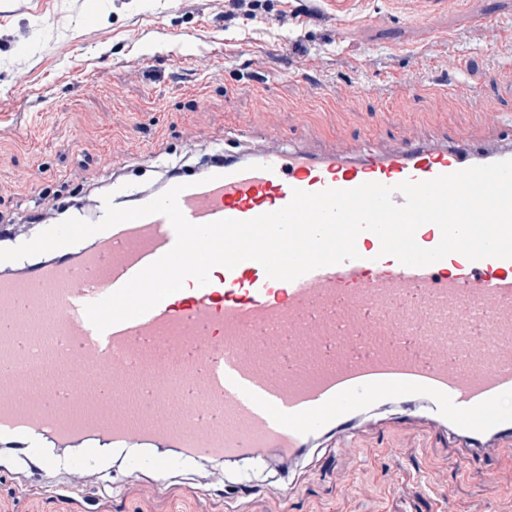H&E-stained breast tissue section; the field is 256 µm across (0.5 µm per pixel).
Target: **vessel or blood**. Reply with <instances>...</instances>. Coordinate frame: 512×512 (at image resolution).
Instances as JSON below:
<instances>
[{
    "instance_id": "b4317fda",
    "label": "vessel or blood",
    "mask_w": 512,
    "mask_h": 512,
    "mask_svg": "<svg viewBox=\"0 0 512 512\" xmlns=\"http://www.w3.org/2000/svg\"><path fill=\"white\" fill-rule=\"evenodd\" d=\"M504 122L490 140L456 132L398 140L371 152L341 143L283 148L255 127L238 154L207 168L209 183L179 197L192 223L249 220L288 205L294 190L424 181L512 159ZM113 202L129 194L113 179ZM176 241L149 215L69 247L0 262V446L133 451L158 479L174 448L186 458H296L315 441L354 432L378 407H423L434 435L471 451L485 470L512 465V259L452 254L425 267L380 256L362 232L359 259L295 280L253 260L214 267L142 316L98 331L85 305L126 284ZM52 339L35 340L41 315Z\"/></svg>"
}]
</instances>
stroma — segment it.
<instances>
[{
  "mask_svg": "<svg viewBox=\"0 0 512 512\" xmlns=\"http://www.w3.org/2000/svg\"><path fill=\"white\" fill-rule=\"evenodd\" d=\"M87 1L0 0V225L61 207L93 220L114 167L139 192L234 152L259 124L284 144L441 138L482 128L475 87L512 121V0H91L99 21L85 28ZM390 75L407 85L393 101L372 90ZM352 80L369 91L349 105L336 94ZM382 415L386 428L356 431L354 453L329 439L285 465L180 463L164 448L177 466L162 484L118 453L79 466L61 448L37 476L39 450H0V512H512L511 467L461 473L399 406Z\"/></svg>",
  "mask_w": 512,
  "mask_h": 512,
  "instance_id": "1",
  "label": "stroma"
}]
</instances>
